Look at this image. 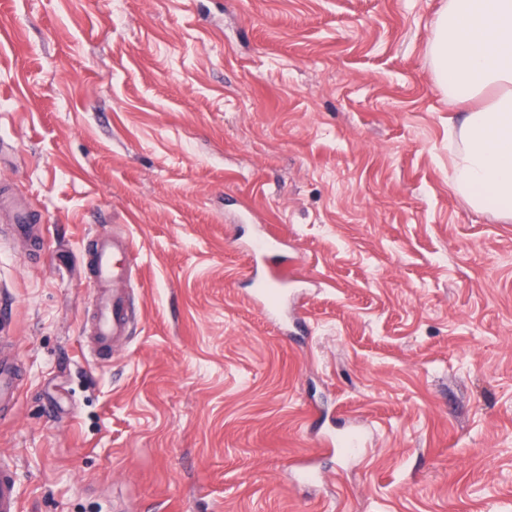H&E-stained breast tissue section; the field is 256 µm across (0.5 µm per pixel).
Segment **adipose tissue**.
Listing matches in <instances>:
<instances>
[{"label":"adipose tissue","mask_w":512,"mask_h":512,"mask_svg":"<svg viewBox=\"0 0 512 512\" xmlns=\"http://www.w3.org/2000/svg\"><path fill=\"white\" fill-rule=\"evenodd\" d=\"M432 28L439 86L473 105L458 128L454 187L472 209L512 220V0H447Z\"/></svg>","instance_id":"adipose-tissue-1"}]
</instances>
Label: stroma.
<instances>
[{"label": "stroma", "instance_id": "1", "mask_svg": "<svg viewBox=\"0 0 512 512\" xmlns=\"http://www.w3.org/2000/svg\"><path fill=\"white\" fill-rule=\"evenodd\" d=\"M443 4L0 0L23 512H512V222L452 185ZM19 196L44 255L9 233ZM262 232L304 285L276 322L249 299ZM112 234L135 321L101 366L89 245ZM340 424L373 430L350 464L322 451Z\"/></svg>", "mask_w": 512, "mask_h": 512}]
</instances>
